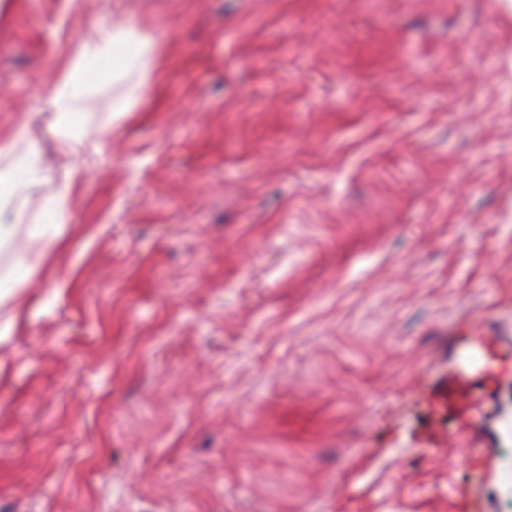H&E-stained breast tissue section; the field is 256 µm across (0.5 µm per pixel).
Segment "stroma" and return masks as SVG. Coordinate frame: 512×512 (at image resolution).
<instances>
[{
  "mask_svg": "<svg viewBox=\"0 0 512 512\" xmlns=\"http://www.w3.org/2000/svg\"><path fill=\"white\" fill-rule=\"evenodd\" d=\"M128 19L155 69L117 119L94 63L67 155ZM17 132L0 512H512V0H0ZM137 26L130 23L126 29L110 28L104 23L96 24L82 43L81 54L70 66L61 72L50 91V102L62 127L60 148L68 154H82L87 150L86 137L72 122L76 103L82 93L91 90L88 77L89 65L110 56L116 49L136 36ZM22 140V135H18L10 145L0 146V194L5 190L18 187L19 184L25 186L34 185L43 177L39 156L36 149L31 148L27 157L23 161V170L19 171L13 162H7L11 157L15 145ZM83 170L74 166L68 169L61 180L57 192L52 198L51 206L46 210L44 220L46 224H59L65 212L69 209L73 198V190L82 180Z\"/></svg>",
  "mask_w": 512,
  "mask_h": 512,
  "instance_id": "1",
  "label": "stroma"
}]
</instances>
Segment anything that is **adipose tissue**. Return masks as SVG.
Wrapping results in <instances>:
<instances>
[{"label":"adipose tissue","instance_id":"adipose-tissue-1","mask_svg":"<svg viewBox=\"0 0 512 512\" xmlns=\"http://www.w3.org/2000/svg\"><path fill=\"white\" fill-rule=\"evenodd\" d=\"M136 32L137 26L133 23L124 29L96 24L86 35L80 56L58 75L50 91V102L62 127L60 148L65 153L81 154L87 149L86 138L73 124L72 115L81 94L90 90V64L110 56L134 37ZM13 151V146H0V194L21 184H36L43 177L37 151H29L19 167L10 160Z\"/></svg>","mask_w":512,"mask_h":512}]
</instances>
